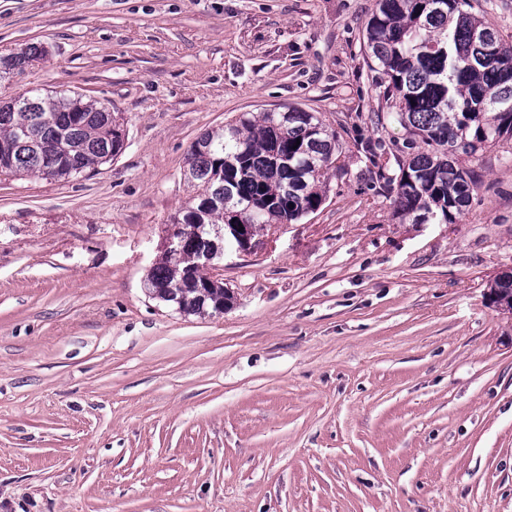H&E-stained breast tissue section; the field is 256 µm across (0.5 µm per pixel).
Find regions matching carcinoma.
Returning a JSON list of instances; mask_svg holds the SVG:
<instances>
[{
	"mask_svg": "<svg viewBox=\"0 0 512 512\" xmlns=\"http://www.w3.org/2000/svg\"><path fill=\"white\" fill-rule=\"evenodd\" d=\"M470 0H376L365 26L369 67L379 95L407 134L404 148L381 137L353 146L393 197L403 223L454 224L470 206L483 152L512 141V43L467 10ZM483 30L488 47H476ZM36 55L26 46L0 56V82L24 73ZM298 148H293V145ZM125 146L119 113L82 94L40 89L0 100V175L50 181L89 177ZM343 153L336 128L288 106L248 113L201 134L189 147L185 179L193 204L172 223L218 239V225L294 224L319 209L330 169ZM184 315L211 314L226 291L210 287L192 247L165 257L148 274Z\"/></svg>",
	"mask_w": 512,
	"mask_h": 512,
	"instance_id": "obj_1",
	"label": "carcinoma"
}]
</instances>
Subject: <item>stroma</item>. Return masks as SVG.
I'll use <instances>...</instances> for the list:
<instances>
[{"label": "stroma", "instance_id": "1", "mask_svg": "<svg viewBox=\"0 0 512 512\" xmlns=\"http://www.w3.org/2000/svg\"><path fill=\"white\" fill-rule=\"evenodd\" d=\"M375 0H0V83L118 112L89 178L0 176V512H512V144L454 224H410L363 154L322 206L228 248L220 316L146 280L190 144L298 106L375 134ZM36 51L34 46H26L8 56H0V83L3 80H10L17 75H22L30 60L35 57Z\"/></svg>", "mask_w": 512, "mask_h": 512}]
</instances>
